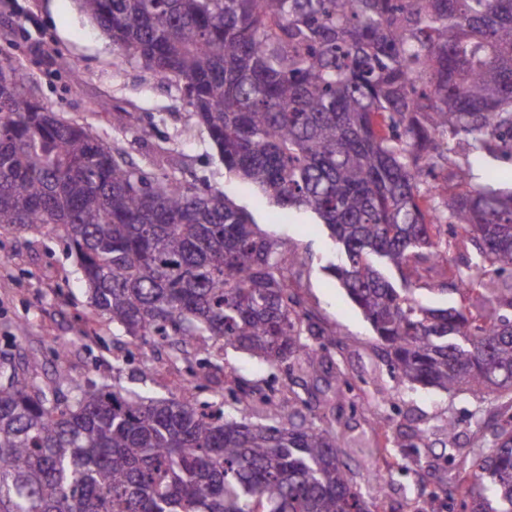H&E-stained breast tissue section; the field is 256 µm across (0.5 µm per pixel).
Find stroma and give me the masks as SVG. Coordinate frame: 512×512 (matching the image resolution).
I'll use <instances>...</instances> for the list:
<instances>
[{"label":"stroma","mask_w":512,"mask_h":512,"mask_svg":"<svg viewBox=\"0 0 512 512\" xmlns=\"http://www.w3.org/2000/svg\"><path fill=\"white\" fill-rule=\"evenodd\" d=\"M20 61L33 91L66 120L122 146L148 177L180 155L182 180L227 192L259 227L298 254L292 283L315 322L337 331L336 342L310 368L272 367L233 348L192 379L203 343L189 349L143 344L92 307L77 262L62 242L13 234L0 238V355L13 356L42 380L105 383L190 403L225 399L229 411L260 419L258 400L310 402L312 420L335 422L350 453L345 462L365 501L378 512H427L432 473L449 488L473 482L469 461L494 405L468 392L449 394L393 378L370 324L325 267L334 258L328 231L309 212L284 210L226 174L208 133L174 84L123 62L112 42L79 10L76 0H0V62ZM458 424L448 440L447 420ZM419 433L417 447L407 436ZM455 453H448V444Z\"/></svg>","instance_id":"obj_1"}]
</instances>
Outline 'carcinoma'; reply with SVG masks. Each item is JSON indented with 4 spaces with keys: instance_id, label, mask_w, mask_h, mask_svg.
<instances>
[{
    "instance_id": "1",
    "label": "carcinoma",
    "mask_w": 512,
    "mask_h": 512,
    "mask_svg": "<svg viewBox=\"0 0 512 512\" xmlns=\"http://www.w3.org/2000/svg\"><path fill=\"white\" fill-rule=\"evenodd\" d=\"M116 57L176 84L234 177L317 215L340 250L327 267L411 385L512 394V192L471 172L464 141L512 156V0H80ZM0 63V236L43 235L75 255L96 314L144 343L221 342L271 365L316 358L336 335L290 285L300 262L223 193L64 120ZM446 195V209L436 198ZM474 259L448 263L452 242ZM444 267L458 306L394 286ZM484 305L466 306L472 293ZM267 422L224 403L94 384L63 391L0 362V512H371L340 433ZM472 457L462 512H512V405Z\"/></svg>"
}]
</instances>
